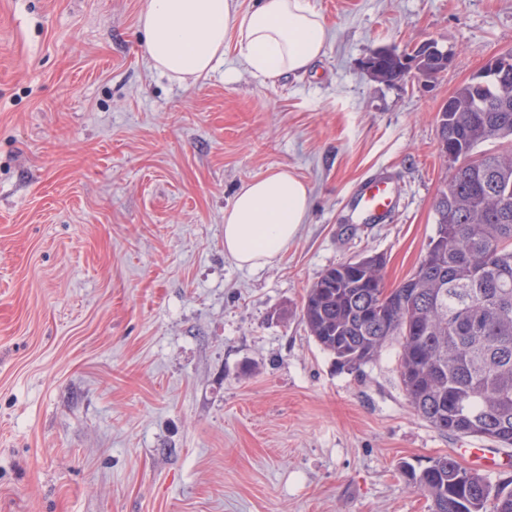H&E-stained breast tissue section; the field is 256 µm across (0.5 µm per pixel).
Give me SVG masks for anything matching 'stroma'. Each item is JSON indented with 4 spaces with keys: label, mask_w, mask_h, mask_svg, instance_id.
<instances>
[{
    "label": "stroma",
    "mask_w": 512,
    "mask_h": 512,
    "mask_svg": "<svg viewBox=\"0 0 512 512\" xmlns=\"http://www.w3.org/2000/svg\"><path fill=\"white\" fill-rule=\"evenodd\" d=\"M145 0H0V512H430L405 465L512 447L433 429L387 347L341 368L301 308L329 267L409 276L446 166L436 114L512 48V0H310L308 73L228 50L187 85L150 68ZM437 40L434 84L387 86L378 46ZM287 168L310 208L258 269L224 252L237 190ZM392 184V217L356 189Z\"/></svg>",
    "instance_id": "stroma-1"
}]
</instances>
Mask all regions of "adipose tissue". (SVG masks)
<instances>
[{
	"mask_svg": "<svg viewBox=\"0 0 512 512\" xmlns=\"http://www.w3.org/2000/svg\"><path fill=\"white\" fill-rule=\"evenodd\" d=\"M139 29L155 71L195 83L224 59L226 40L255 76L276 81L309 71L324 54L327 26L309 0H146ZM309 208L306 184L279 168L243 184L224 213V251L239 267H263L287 252Z\"/></svg>",
	"mask_w": 512,
	"mask_h": 512,
	"instance_id": "ef3b65f1",
	"label": "adipose tissue"
}]
</instances>
